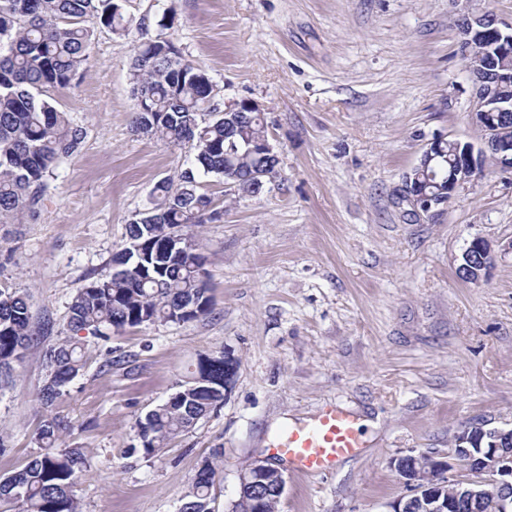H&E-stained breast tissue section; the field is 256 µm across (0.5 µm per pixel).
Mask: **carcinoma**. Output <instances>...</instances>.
Segmentation results:
<instances>
[{"label": "carcinoma", "mask_w": 512, "mask_h": 512, "mask_svg": "<svg viewBox=\"0 0 512 512\" xmlns=\"http://www.w3.org/2000/svg\"><path fill=\"white\" fill-rule=\"evenodd\" d=\"M125 32L131 25L120 0H0V224H21L38 213L45 178L75 154L83 132L55 104L53 91L83 75L95 27ZM140 97L134 131H145L175 147L191 145V165L177 188L161 184L164 201L128 225L140 245L122 255L124 269L91 281L69 305L74 331L96 336L158 321L189 322L209 314L202 279L205 257L195 228L221 218L212 199L198 190L199 176L250 183L253 170L269 159L247 156L239 144L267 137L261 113L244 114L232 134L211 103V88L199 66L182 59L167 41L148 40L132 62ZM209 119H203V116ZM37 344L27 297L0 289V379ZM48 379L41 404L54 405L63 388L83 370L84 351L68 338L44 353ZM224 402V355L197 362L174 395L136 424L140 451L154 455L189 431ZM67 429L44 420L37 440L42 451L19 471L0 476V512H81L75 486L86 459L79 448L56 446ZM219 465L204 462L181 499L178 512H208Z\"/></svg>", "instance_id": "cac0c4a2"}]
</instances>
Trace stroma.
I'll use <instances>...</instances> for the list:
<instances>
[{"instance_id": "1", "label": "stroma", "mask_w": 512, "mask_h": 512, "mask_svg": "<svg viewBox=\"0 0 512 512\" xmlns=\"http://www.w3.org/2000/svg\"><path fill=\"white\" fill-rule=\"evenodd\" d=\"M126 35L97 27L78 86L58 89L78 152L46 179L37 219L0 224V288L26 294L41 336L0 383V475L38 453L45 414L82 449V512H176L205 460L221 461L214 512L239 474L270 460L286 427L329 404L365 446L322 475L280 463L279 512H391L406 489L392 458L447 449L465 425L512 424V172L487 164L448 202L413 213L404 176L429 140L480 145L451 0H122ZM164 37L219 88L217 104L262 110L280 175L256 195L201 181L221 220L199 236L212 306L185 322L108 337L79 331L87 364L51 409L44 351L69 337L68 307L112 273L127 226L178 184L187 149L132 129L141 42ZM500 250L486 278H460L474 237ZM239 362L224 403L147 457L137 420L206 354ZM113 367H106V360Z\"/></svg>"}]
</instances>
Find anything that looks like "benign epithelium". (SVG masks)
<instances>
[{"mask_svg": "<svg viewBox=\"0 0 512 512\" xmlns=\"http://www.w3.org/2000/svg\"><path fill=\"white\" fill-rule=\"evenodd\" d=\"M460 51L473 83L472 124L483 132L482 144L431 139L419 162L405 177L407 201L424 212L448 201L455 190L471 181L493 161L512 170V21L505 22L485 11L462 12L457 23ZM258 104L242 100L224 106V127L236 123L235 115L259 112ZM446 168L448 176L434 182L436 189L421 190L427 172ZM278 176L270 163L254 173V181L240 191L249 195ZM496 257L495 247L485 238H474L464 250L459 274L468 282L486 277ZM433 464L423 466L420 456L409 453L392 459L391 466L407 494L394 501L391 512H474L488 505L493 512H512V426L489 427L475 422L460 429L453 444L430 455ZM283 495L284 474L263 461H256L239 474V492L250 490L254 498L240 497L244 512H253L262 489Z\"/></svg>", "mask_w": 512, "mask_h": 512, "instance_id": "benign-epithelium-1", "label": "benign epithelium"}]
</instances>
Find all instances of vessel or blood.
<instances>
[{
	"label": "vessel or blood",
	"mask_w": 512,
	"mask_h": 512,
	"mask_svg": "<svg viewBox=\"0 0 512 512\" xmlns=\"http://www.w3.org/2000/svg\"><path fill=\"white\" fill-rule=\"evenodd\" d=\"M363 441L355 415L330 405L311 421L288 430L270 453L300 474H327L337 462L357 456Z\"/></svg>",
	"instance_id": "b4317fda"
}]
</instances>
